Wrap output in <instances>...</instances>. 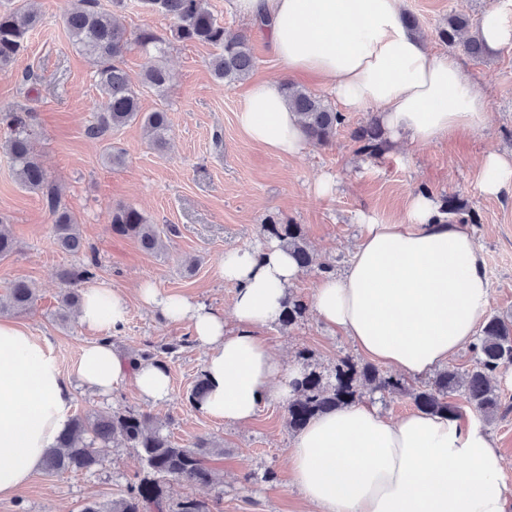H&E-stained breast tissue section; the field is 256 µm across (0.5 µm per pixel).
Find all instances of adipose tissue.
Here are the masks:
<instances>
[{
    "label": "adipose tissue",
    "mask_w": 512,
    "mask_h": 512,
    "mask_svg": "<svg viewBox=\"0 0 512 512\" xmlns=\"http://www.w3.org/2000/svg\"><path fill=\"white\" fill-rule=\"evenodd\" d=\"M231 10L259 24L286 72L324 79L349 112L374 109L388 146L423 147L486 126L488 105L459 61L435 55L402 19L403 0H230ZM489 55L512 49V0H500L479 23ZM241 131L280 157L302 153L306 137L280 84L251 86L237 113ZM482 191L512 192V153H489ZM365 232L344 275L321 278L313 308L322 323L350 337L358 351L409 377H426L473 343L490 299L483 253L444 202L421 191L405 214L381 222L361 215ZM301 273L277 244L229 249L219 274L236 293L237 331L224 316L149 282L141 301L167 321H189L207 355L208 391L199 405L212 418L245 423L271 400L287 399L298 379L258 336L280 319ZM129 315L117 288L82 292L81 326L95 330L64 375L48 337L0 322V498H9L42 467L68 428L71 379L108 394L133 383L148 404L170 394L166 368L132 364L111 335ZM291 480L316 512H506L504 459L473 414L413 412L392 421L353 403L314 417L289 450Z\"/></svg>",
    "instance_id": "ef3b65f1"
}]
</instances>
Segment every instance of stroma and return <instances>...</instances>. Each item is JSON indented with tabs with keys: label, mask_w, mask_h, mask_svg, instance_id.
<instances>
[{
	"label": "stroma",
	"mask_w": 512,
	"mask_h": 512,
	"mask_svg": "<svg viewBox=\"0 0 512 512\" xmlns=\"http://www.w3.org/2000/svg\"><path fill=\"white\" fill-rule=\"evenodd\" d=\"M45 22L29 35L27 49L0 70V113L18 108L36 114L34 146L49 176L62 189V202L80 221L85 248L63 252L52 218L41 198L21 188L11 156L0 148V214L15 240L14 251L0 257V296L12 282L26 281L35 292L33 306L15 314L32 335L49 337L63 373H70L81 347L92 332L76 318L61 322L60 297L64 270L97 261L95 284L120 288L130 295V312L112 342L125 356L147 346L178 344L166 360L171 393L162 404L143 402L132 385L103 396L75 389V414L136 410L157 417L173 442L189 446L200 439L221 443L224 452L207 464L220 477L213 485L174 483L172 501L191 496L208 500L213 512H310L292 484L288 449L295 437L289 430L285 401L260 407L251 422L230 424L193 408L187 393L203 371L205 350L189 338V323L173 324L136 298L140 282H152L161 293L183 295L224 316L234 329L236 288L224 282L217 267L226 249L265 245L260 226L268 218L301 225L315 263L303 270L292 287L307 309L290 326L272 323L260 334L290 367L308 365L333 381L345 358L367 362L349 337L331 332L311 309L313 289L322 266L343 274L360 240L359 214L379 220L401 217L412 193L426 190L438 199L455 198L467 211V228L477 240L490 283L488 314L512 311V196H489L479 186L478 163L488 152L512 153V50L476 61L461 49L449 48L437 36L448 15L462 14L478 22L499 0H404L435 53L459 58L488 102L490 119L481 131L429 146L385 151L371 157L357 150L351 131L370 120L372 111L348 112L326 147L308 145L296 157H280L247 138L236 115L250 81L289 82L267 38L240 20L226 0H209L212 12L229 33L250 38L256 67L250 81L227 86L215 80L208 62L214 50L199 43L172 40L173 23L146 13L140 0H123L117 9L128 31L148 27L169 46L164 62L172 73L167 100L150 91L140 95L143 111L168 109L169 147L157 153L140 124L133 123L92 139L85 129L95 118L100 100L90 60L74 47L65 23L70 0H41ZM124 149L125 162L106 163V145ZM332 176L329 197H317L314 183ZM127 204L154 224L163 240L160 251H144L135 239L112 230V210ZM496 385L503 410L485 427L506 461L503 482L512 501V369L499 374ZM93 472H39L13 499L0 500V512H79L88 501L108 503L125 494L142 476L137 449L114 445L103 449Z\"/></svg>",
	"instance_id": "1"
}]
</instances>
